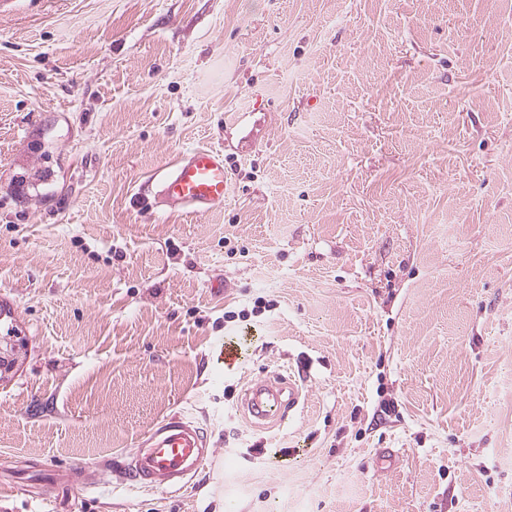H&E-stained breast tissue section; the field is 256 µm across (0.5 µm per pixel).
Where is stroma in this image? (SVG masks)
<instances>
[{
  "label": "stroma",
  "instance_id": "obj_1",
  "mask_svg": "<svg viewBox=\"0 0 512 512\" xmlns=\"http://www.w3.org/2000/svg\"><path fill=\"white\" fill-rule=\"evenodd\" d=\"M1 292L0 512H512V0H0ZM175 412L182 489L51 485ZM155 206L206 213L223 207L228 173L222 150L203 147L182 153L160 179ZM285 383L283 378L255 379L244 392V408L257 421H284L287 412L297 406L302 391L291 376H288V386Z\"/></svg>",
  "mask_w": 512,
  "mask_h": 512
}]
</instances>
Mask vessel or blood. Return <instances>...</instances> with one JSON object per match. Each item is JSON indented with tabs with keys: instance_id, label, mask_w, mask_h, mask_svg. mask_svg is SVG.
Returning a JSON list of instances; mask_svg holds the SVG:
<instances>
[{
	"instance_id": "b4317fda",
	"label": "vessel or blood",
	"mask_w": 512,
	"mask_h": 512,
	"mask_svg": "<svg viewBox=\"0 0 512 512\" xmlns=\"http://www.w3.org/2000/svg\"><path fill=\"white\" fill-rule=\"evenodd\" d=\"M228 193V173L222 150L203 147L182 153L171 172L160 179L155 204L170 210L206 213L223 207ZM301 395L296 380L259 378L243 395V406L258 421L285 420ZM213 453L203 429L182 413L155 424L115 468L86 475L79 468L63 473V482L88 488L115 479L132 490L180 489Z\"/></svg>"
}]
</instances>
